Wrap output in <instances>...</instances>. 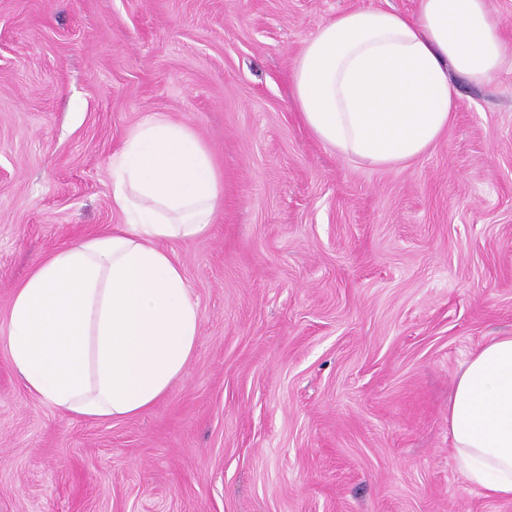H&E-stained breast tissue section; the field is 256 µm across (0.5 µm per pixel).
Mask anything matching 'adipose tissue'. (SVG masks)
Listing matches in <instances>:
<instances>
[{
    "mask_svg": "<svg viewBox=\"0 0 512 512\" xmlns=\"http://www.w3.org/2000/svg\"><path fill=\"white\" fill-rule=\"evenodd\" d=\"M504 55L487 0H418L415 16L340 12L295 59L293 103L325 146L378 169L416 160L456 106L450 73L489 80ZM124 223L40 262L16 288L8 353L25 388L70 418L149 412L192 358L200 311L167 250L208 231L221 175L193 128L154 115L112 156ZM451 448L467 480L512 499V335L473 350L448 400Z\"/></svg>",
    "mask_w": 512,
    "mask_h": 512,
    "instance_id": "obj_1",
    "label": "adipose tissue"
}]
</instances>
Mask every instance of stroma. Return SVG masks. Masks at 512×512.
<instances>
[{
	"label": "stroma",
	"instance_id": "35a3bbf8",
	"mask_svg": "<svg viewBox=\"0 0 512 512\" xmlns=\"http://www.w3.org/2000/svg\"><path fill=\"white\" fill-rule=\"evenodd\" d=\"M418 0H0V512H512L464 477L448 398L512 334V69L453 75L448 131L377 169L325 147L289 93L337 13ZM191 125L224 196L170 248L201 315L166 398L64 417L7 354L38 262L123 223L113 153Z\"/></svg>",
	"mask_w": 512,
	"mask_h": 512
}]
</instances>
